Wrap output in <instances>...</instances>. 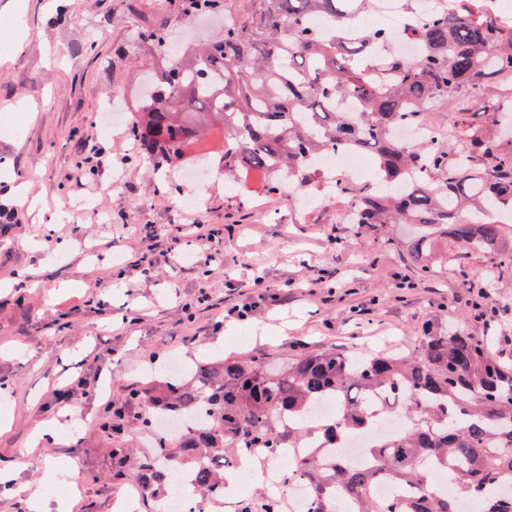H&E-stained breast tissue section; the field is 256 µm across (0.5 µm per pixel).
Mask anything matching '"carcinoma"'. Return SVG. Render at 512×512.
I'll list each match as a JSON object with an SVG mask.
<instances>
[{"label":"carcinoma","instance_id":"obj_1","mask_svg":"<svg viewBox=\"0 0 512 512\" xmlns=\"http://www.w3.org/2000/svg\"><path fill=\"white\" fill-rule=\"evenodd\" d=\"M219 0H184V14L211 12ZM249 20L231 19L202 48L173 61L130 120V142L161 169L183 160L205 128L227 130L217 164L225 180L241 165L263 172L267 189L292 182L307 188L311 164L324 151L374 154L372 186L343 181L336 193L360 201L348 224L372 235L389 224H411L407 255L424 278L438 244L463 255H494L489 277L512 271V94L484 109L498 131L458 128L465 159L438 133L403 144L397 129L437 105H465L498 78L512 88V25L484 10L483 0H454L451 12L431 15L416 59L389 55L387 86L374 85L364 58L385 38L360 26L376 0H253ZM328 22L318 30L311 19ZM351 99L362 112H338ZM401 402L408 426L370 442L371 464L336 459L337 444L364 435L384 413L378 398ZM341 405L332 421L311 418L326 400ZM133 416L152 433L139 455L117 440L112 476L145 488L153 509L171 494L167 468L189 474L201 501L224 500V464L249 448H292L314 432L327 443L288 465L312 488L311 512H462L461 503L490 486L480 512H512V368L491 346L458 329H429L408 352L305 353L272 366L259 358L199 355L177 372L129 392ZM182 422L168 433L158 418ZM383 477L412 491L405 500L377 498ZM240 512H281L279 496L263 492Z\"/></svg>","mask_w":512,"mask_h":512}]
</instances>
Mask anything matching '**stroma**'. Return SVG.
<instances>
[{
	"label": "stroma",
	"instance_id": "1",
	"mask_svg": "<svg viewBox=\"0 0 512 512\" xmlns=\"http://www.w3.org/2000/svg\"><path fill=\"white\" fill-rule=\"evenodd\" d=\"M59 6L0 0V383L14 398L0 469L35 487L46 463H59L76 488L73 512H114L134 486L112 477L107 402L167 360L214 347L267 361L393 353L429 326L453 324L512 364V275L478 297L492 255L460 261L440 245L442 261L421 279L407 257L408 225H391L386 243L338 223L335 204L306 209L261 182L231 192L220 175L198 189L178 167L155 174L131 151L129 113L160 64L148 33L199 42L220 32V15L190 19L174 0H69L59 23ZM113 92L123 109L108 118ZM193 193L200 203L182 206ZM80 198L95 212L71 218ZM174 224L220 229L223 257L207 261L195 239L172 236ZM155 248L171 250L169 261L139 270ZM244 302L256 305L249 325L283 324L285 335L233 336L229 310ZM80 372L87 386L71 388ZM67 406L72 430L32 446Z\"/></svg>",
	"mask_w": 512,
	"mask_h": 512
}]
</instances>
